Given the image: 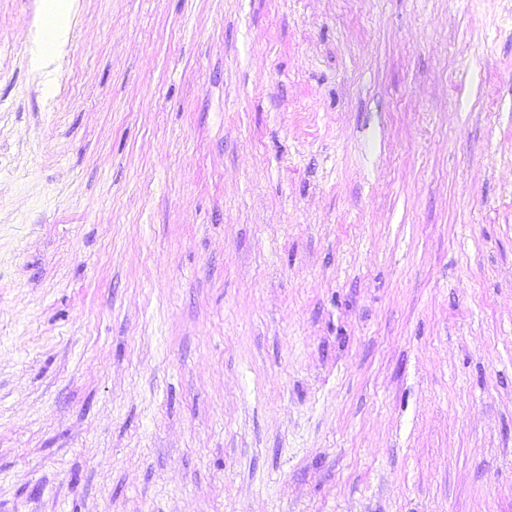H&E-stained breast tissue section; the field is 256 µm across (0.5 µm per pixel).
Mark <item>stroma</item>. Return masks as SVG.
Listing matches in <instances>:
<instances>
[{"instance_id": "obj_1", "label": "stroma", "mask_w": 512, "mask_h": 512, "mask_svg": "<svg viewBox=\"0 0 512 512\" xmlns=\"http://www.w3.org/2000/svg\"><path fill=\"white\" fill-rule=\"evenodd\" d=\"M0 0V512H512V0ZM68 39V27L57 22L45 23L36 34L32 32L30 52L35 70L45 76H50L54 71L55 64V55L51 48L65 45Z\"/></svg>"}]
</instances>
